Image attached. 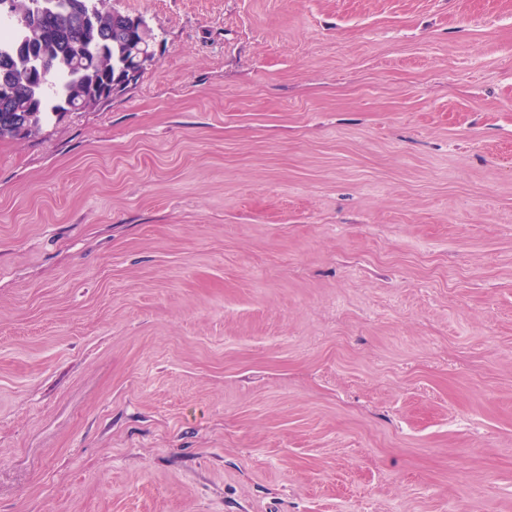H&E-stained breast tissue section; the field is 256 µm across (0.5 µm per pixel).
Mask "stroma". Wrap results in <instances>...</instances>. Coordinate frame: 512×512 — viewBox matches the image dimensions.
Returning a JSON list of instances; mask_svg holds the SVG:
<instances>
[{"mask_svg": "<svg viewBox=\"0 0 512 512\" xmlns=\"http://www.w3.org/2000/svg\"><path fill=\"white\" fill-rule=\"evenodd\" d=\"M155 58L0 140V512H512V0H105Z\"/></svg>", "mask_w": 512, "mask_h": 512, "instance_id": "stroma-1", "label": "stroma"}]
</instances>
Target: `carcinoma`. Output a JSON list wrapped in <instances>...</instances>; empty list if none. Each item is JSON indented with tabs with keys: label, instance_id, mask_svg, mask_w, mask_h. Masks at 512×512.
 I'll return each mask as SVG.
<instances>
[{
	"label": "carcinoma",
	"instance_id": "obj_1",
	"mask_svg": "<svg viewBox=\"0 0 512 512\" xmlns=\"http://www.w3.org/2000/svg\"><path fill=\"white\" fill-rule=\"evenodd\" d=\"M12 2L18 37L0 45V85L7 86L6 108L30 114L32 134L47 114L79 109L75 88L101 102L136 81L146 66L133 63L140 23L128 14L101 11L95 0ZM36 27L42 40L33 53L21 52Z\"/></svg>",
	"mask_w": 512,
	"mask_h": 512
}]
</instances>
